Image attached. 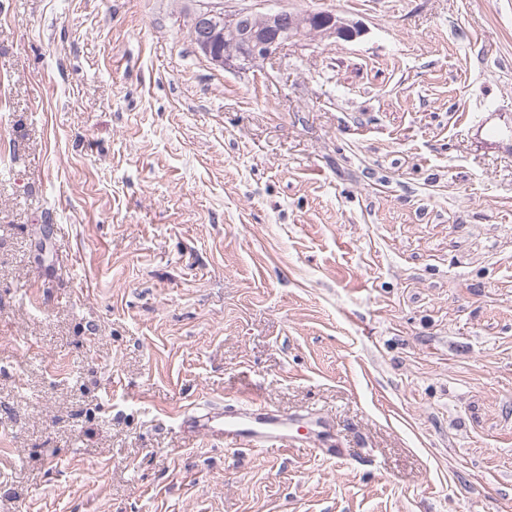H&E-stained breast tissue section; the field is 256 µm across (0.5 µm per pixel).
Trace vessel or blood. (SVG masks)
<instances>
[{"label":"vessel or blood","instance_id":"1","mask_svg":"<svg viewBox=\"0 0 512 512\" xmlns=\"http://www.w3.org/2000/svg\"><path fill=\"white\" fill-rule=\"evenodd\" d=\"M189 432L200 433L225 445L240 448H288L297 440L312 441L321 422L301 421L271 410L259 400L248 402L244 408L224 410L210 408L183 419Z\"/></svg>","mask_w":512,"mask_h":512}]
</instances>
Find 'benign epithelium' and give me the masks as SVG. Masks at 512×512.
<instances>
[{"mask_svg": "<svg viewBox=\"0 0 512 512\" xmlns=\"http://www.w3.org/2000/svg\"><path fill=\"white\" fill-rule=\"evenodd\" d=\"M361 33L359 25L332 11L273 8L269 0L233 9L223 0H211L195 14L191 26L194 44L204 58L220 68L236 62L242 70L274 59L290 42L352 41Z\"/></svg>", "mask_w": 512, "mask_h": 512, "instance_id": "benign-epithelium-1", "label": "benign epithelium"}]
</instances>
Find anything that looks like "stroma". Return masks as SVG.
Instances as JSON below:
<instances>
[{
    "instance_id": "1",
    "label": "stroma",
    "mask_w": 512,
    "mask_h": 512,
    "mask_svg": "<svg viewBox=\"0 0 512 512\" xmlns=\"http://www.w3.org/2000/svg\"><path fill=\"white\" fill-rule=\"evenodd\" d=\"M217 69L199 0H0V512H512V0ZM324 417L335 455L188 408ZM182 424L189 432L224 440L226 446L250 449L288 448L300 439L310 444L316 433L315 428H326V423L320 419L301 422L288 418L259 400H252L244 408L230 411L210 408L182 419Z\"/></svg>"
}]
</instances>
